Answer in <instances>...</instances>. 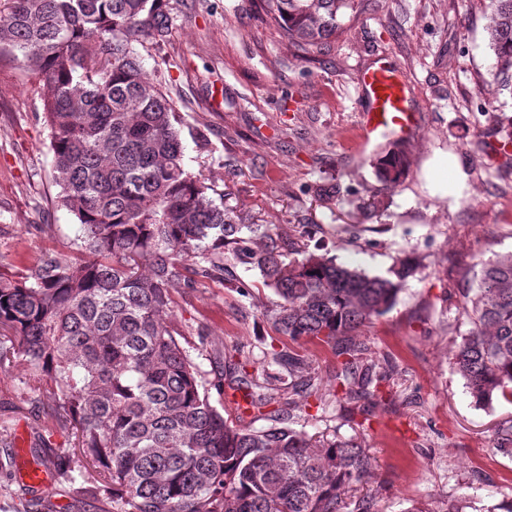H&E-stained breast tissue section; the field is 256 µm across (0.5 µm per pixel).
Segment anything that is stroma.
I'll list each match as a JSON object with an SVG mask.
<instances>
[{"label":"stroma","instance_id":"35a3bbf8","mask_svg":"<svg viewBox=\"0 0 512 512\" xmlns=\"http://www.w3.org/2000/svg\"><path fill=\"white\" fill-rule=\"evenodd\" d=\"M166 40L136 43L149 78L161 85L183 125L184 163L215 195L256 223L334 256L371 276L413 267L397 302L359 334L395 371L381 382V404L362 411L336 377L326 346L295 342L263 316L277 298L259 273L225 251L240 289L220 280L173 289L178 341L199 366L211 403L225 418L260 427L245 393L228 386L225 360L243 363L249 383L278 368L270 350L305 357L311 392L297 394L294 418L309 433L355 437L373 458L357 486L378 512L414 503L438 508L468 495L478 512L512 501V457L495 448L512 402L477 406L450 359L472 323L462 311L484 263L512 252V151L500 129L512 102L483 111L494 89L484 0H362L322 54L290 47L260 0H165ZM387 58L404 75L419 111L408 135L410 165L384 209L359 205L378 188L375 162L387 137L364 136L368 103L357 89L362 69ZM46 90L19 60L0 54V274L21 276L43 253L77 259L78 226L58 206ZM338 184L321 201L313 189ZM55 389H30L28 375L0 366V512H112V492L82 489L97 474L70 430L52 420ZM67 468L37 489L20 469L43 457Z\"/></svg>","mask_w":512,"mask_h":512}]
</instances>
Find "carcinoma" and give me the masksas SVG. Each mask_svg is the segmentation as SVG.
Wrapping results in <instances>:
<instances>
[{
  "label": "carcinoma",
  "mask_w": 512,
  "mask_h": 512,
  "mask_svg": "<svg viewBox=\"0 0 512 512\" xmlns=\"http://www.w3.org/2000/svg\"><path fill=\"white\" fill-rule=\"evenodd\" d=\"M358 2L262 0V10L288 44L320 54ZM486 19L496 96L512 98V0H488ZM168 32L162 0H0V52L48 90L58 204L77 219L84 256L45 253L25 276L0 275V364L61 393L53 416L99 474L84 493L111 488L113 512H343L371 473L367 448L293 427L296 403L277 389L247 394L269 425L225 418L171 328L172 290L221 273L224 287H244L224 266L233 245L279 297L265 312L272 327L331 347L346 399L366 408L390 370L374 372L353 336L392 309L407 271L369 276L285 233H264L254 248L261 225L185 169L174 105L142 70L134 44ZM375 168L381 188L368 206L377 209L406 173L407 142L393 141ZM462 309L473 328L452 367L476 404L512 400V254L483 265ZM269 363L306 369L282 351ZM496 449L512 456V423Z\"/></svg>",
  "instance_id": "obj_1"
}]
</instances>
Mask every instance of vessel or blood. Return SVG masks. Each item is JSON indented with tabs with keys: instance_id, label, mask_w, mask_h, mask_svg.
<instances>
[{
	"instance_id": "b4317fda",
	"label": "vessel or blood",
	"mask_w": 512,
	"mask_h": 512,
	"mask_svg": "<svg viewBox=\"0 0 512 512\" xmlns=\"http://www.w3.org/2000/svg\"><path fill=\"white\" fill-rule=\"evenodd\" d=\"M358 88L369 102L362 120L365 135L388 130L401 135L411 133L417 122V110L403 74L386 58H379L361 71Z\"/></svg>"
}]
</instances>
